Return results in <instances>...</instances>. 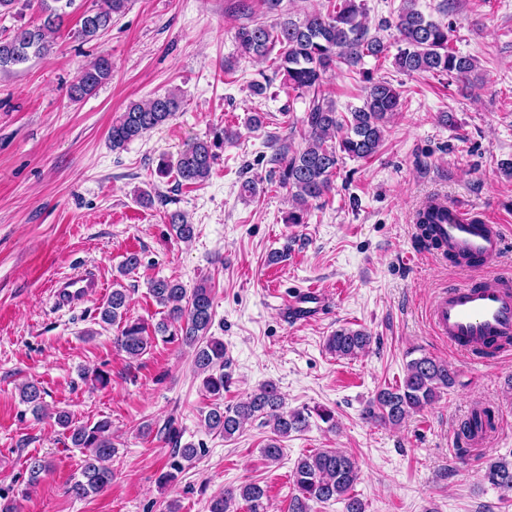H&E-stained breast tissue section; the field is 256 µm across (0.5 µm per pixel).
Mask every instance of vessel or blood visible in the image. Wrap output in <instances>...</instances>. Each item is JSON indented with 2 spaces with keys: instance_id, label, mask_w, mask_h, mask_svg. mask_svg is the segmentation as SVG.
<instances>
[{
  "instance_id": "b4317fda",
  "label": "vessel or blood",
  "mask_w": 512,
  "mask_h": 512,
  "mask_svg": "<svg viewBox=\"0 0 512 512\" xmlns=\"http://www.w3.org/2000/svg\"><path fill=\"white\" fill-rule=\"evenodd\" d=\"M437 236L449 253L482 266L503 251L506 236L502 225L475 221L470 214L450 209L447 223L436 225ZM104 284L86 272L56 281L53 294L58 304L71 306L100 295ZM318 293L307 289L280 298V305L296 319H303L307 304ZM431 320L441 336L460 350L472 351L490 339L512 337V276L503 275L479 283L463 284L443 292L431 308Z\"/></svg>"
}]
</instances>
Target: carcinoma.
<instances>
[{"label":"carcinoma","mask_w":512,"mask_h":512,"mask_svg":"<svg viewBox=\"0 0 512 512\" xmlns=\"http://www.w3.org/2000/svg\"><path fill=\"white\" fill-rule=\"evenodd\" d=\"M24 2L28 7L38 5L40 23L20 26L11 35L0 38V71L9 72L33 58L49 55L53 50V36L76 0ZM129 2L102 0L98 8L82 14L75 35L84 42L98 38L112 25L114 17L126 11ZM263 2L266 12L276 16L274 23L243 25L236 31L235 41L240 54L245 56L267 58L274 49H279L272 61L275 73L283 75L288 87L309 95L304 123L311 143L280 159L281 184L294 191L299 205L297 210L289 212L286 223L302 224L303 206L331 190L341 155L368 158L376 154L386 124L402 109L403 101L399 90L388 80H371L362 105L350 109V118L344 123L338 118L334 100L322 91L328 72L343 65L354 68L364 58L378 59L388 50L382 38L370 34L363 4L357 0H339V4L326 13L316 11L302 20H294L282 12V0ZM415 4L416 0H405L396 22L403 44L394 59L397 69L408 75L423 72L446 75L463 82L465 89L473 90L476 84L470 77L477 70L476 59L450 48L448 27L426 18ZM111 77V60L106 56L98 57L82 69L70 86V99H82ZM181 104L182 94L168 91L128 105L112 123L109 134L112 150H120L147 131L165 124L180 110ZM232 138L233 133L224 130L213 142L194 141L180 153L176 163L171 165L164 160L157 172L166 176L174 171L183 182L202 183L210 176L216 159L213 147ZM166 218L177 239L193 240L196 228L185 214L173 211ZM446 221L448 207L442 204L431 203L418 211L416 224L424 244L434 249L442 247L434 225ZM150 294L165 308V316L155 324L154 334L164 336L171 326H177L181 343L193 349L194 367L202 377L204 389L214 397L222 396L229 375L224 373V341L210 333L213 325L211 289L199 283L189 290L179 282L159 278L151 282ZM129 304L127 289L114 288L99 306V319L104 324L123 325L116 343L129 358L137 359L151 346V334L148 325L127 318ZM370 343L371 336L365 331L343 328L327 338L326 348L338 358L353 359ZM456 378V372L443 361L428 355L414 358L407 363L400 384L377 392L368 415L397 426L410 414L437 401L441 393L456 383ZM43 393L35 383H27L20 390L21 402L36 416L44 410ZM313 414L328 426H335V416L326 408L286 410L279 388L267 382L233 406L214 404L204 415V424L208 430L227 438L239 432L247 421L260 416L267 418L272 423L273 437L267 440L261 452L267 461L275 463L284 455L282 439L306 430ZM55 420L70 432L72 445L83 450L79 475L71 480L67 492L75 498H85L102 491L112 482V458L118 453L112 442L111 422L99 420L76 426L64 410L55 413ZM163 431L165 441L172 448L169 470L160 477L166 484L177 478L182 462L195 459L201 449L193 443H181L183 432L172 420ZM50 470L51 464L46 458L29 457L26 460L28 484L39 483ZM485 476L502 496L512 497V462L490 461ZM357 480V462L344 451L337 448L307 451L294 462L295 494L291 497L289 512H313V505L331 500L343 503V512H365L363 501L352 493ZM238 499L246 503L248 512H267L265 490L256 483H246L213 496L207 512H231V506Z\"/></svg>","instance_id":"1"}]
</instances>
